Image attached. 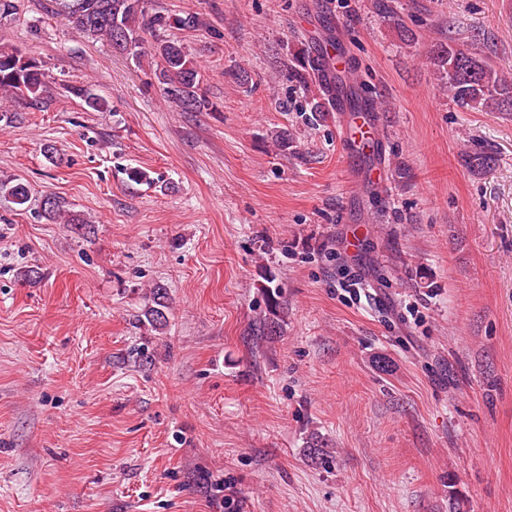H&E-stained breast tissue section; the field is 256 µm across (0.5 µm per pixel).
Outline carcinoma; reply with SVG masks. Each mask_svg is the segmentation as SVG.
<instances>
[{
  "label": "carcinoma",
  "mask_w": 512,
  "mask_h": 512,
  "mask_svg": "<svg viewBox=\"0 0 512 512\" xmlns=\"http://www.w3.org/2000/svg\"><path fill=\"white\" fill-rule=\"evenodd\" d=\"M148 0H67L64 7L86 32L107 35L116 50L141 58L144 36L155 38L151 55L162 64L165 94L189 111L205 106L200 93L198 64L180 42L158 38L167 28H192L195 15L172 17L147 8ZM431 61L438 67L448 94L462 107L474 111L512 112V82L486 59L465 45L439 46ZM294 77L320 83L314 59L303 56L291 67ZM0 92L15 99L42 104L46 98L45 73L36 60L12 46L0 47Z\"/></svg>",
  "instance_id": "1"
}]
</instances>
